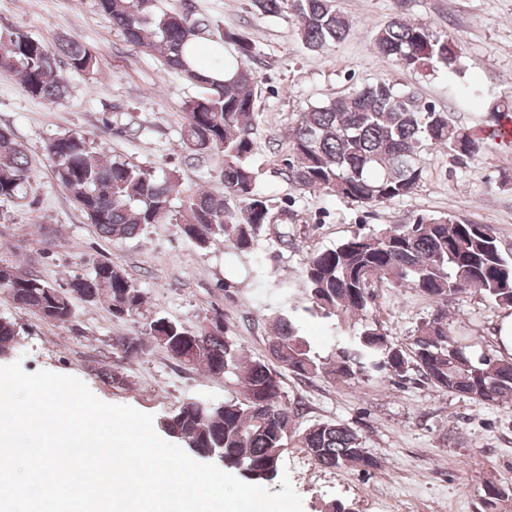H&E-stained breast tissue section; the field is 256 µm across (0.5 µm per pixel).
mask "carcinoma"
I'll return each instance as SVG.
<instances>
[{
	"mask_svg": "<svg viewBox=\"0 0 512 512\" xmlns=\"http://www.w3.org/2000/svg\"><path fill=\"white\" fill-rule=\"evenodd\" d=\"M251 4L262 15L293 13L301 42L310 51L346 38L354 26L336 0ZM98 7L128 44L159 54L168 69L201 88L184 102L182 147L190 156L224 155V195L195 192L174 212L177 175L158 176L139 165L106 159L91 150L85 137L71 132L48 144L60 186L106 238H135L152 224L173 221L199 248L218 242L238 251L251 249L263 228L275 223L266 200L256 192L249 163L256 111L255 44L241 31L215 24L189 6L164 11L159 0H98ZM193 39L208 43L211 69L224 67V45L233 46V75L223 80L191 66L185 49ZM373 42L379 52L408 70L447 71L448 92L455 98L483 95L480 87L462 81L461 49L423 24L395 15L374 33ZM59 58L74 73L96 70V56L74 40L61 37L48 46L19 28L0 30V71L17 76L27 91L50 102L68 91ZM511 112L508 103L494 102L486 126H497ZM289 145L288 175L300 189L329 191L375 205L416 191L423 177V147L445 148L453 160L464 161L479 156L484 142L457 126L448 113L419 107L414 96L378 81L299 113ZM29 180L23 145L9 130L0 129V196L19 195ZM304 279L308 305L271 320V353L283 368L303 378L342 381L379 373L404 378L415 371L434 388L475 403L512 404V358L477 356L448 328V302L467 288H478L498 306L512 307V258L501 252L488 226L447 214L359 233L310 254ZM377 281L413 288L437 304L433 317L415 330L411 347H400L367 322L354 334L340 337L331 354L323 357L316 352L303 334L304 316L342 320L362 315L370 307L371 287ZM76 291L87 293L90 302L106 304L119 320L139 313L146 303L142 289L110 261L96 262L91 273L74 277L67 289L16 264H0V293L16 308L44 319L69 320L70 296ZM16 336L14 322L0 317V355L12 348ZM147 339L174 359L239 386L238 396L224 402L181 405L160 419V429L196 458L213 450L222 453L217 463L246 482L263 486L275 481L292 420L276 371L261 360L244 359L236 342L224 335V323L213 319L191 326L156 317ZM145 340L125 337L118 346L134 354L143 350ZM301 443L323 469L368 472L378 467L358 430L346 422H316L302 432Z\"/></svg>",
	"mask_w": 512,
	"mask_h": 512,
	"instance_id": "cac0c4a2",
	"label": "carcinoma"
}]
</instances>
